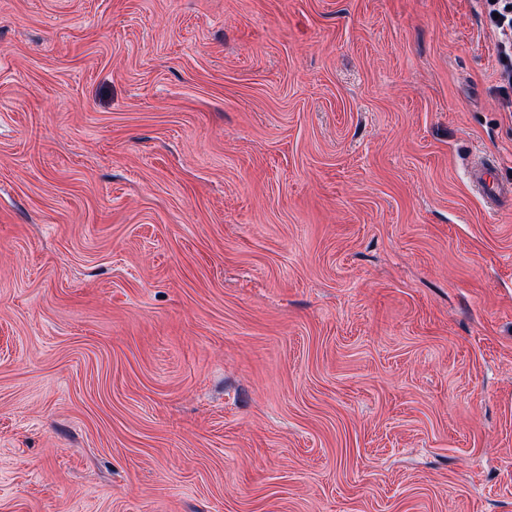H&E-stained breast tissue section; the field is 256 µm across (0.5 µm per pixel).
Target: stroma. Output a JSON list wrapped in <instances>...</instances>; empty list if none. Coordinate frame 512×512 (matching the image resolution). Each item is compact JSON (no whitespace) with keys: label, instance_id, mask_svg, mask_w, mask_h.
I'll list each match as a JSON object with an SVG mask.
<instances>
[{"label":"stroma","instance_id":"1","mask_svg":"<svg viewBox=\"0 0 512 512\" xmlns=\"http://www.w3.org/2000/svg\"><path fill=\"white\" fill-rule=\"evenodd\" d=\"M482 0H0V512H512ZM496 165L489 161H477L471 167L469 182L472 189L488 204L500 208L512 203V181L500 179Z\"/></svg>","mask_w":512,"mask_h":512}]
</instances>
